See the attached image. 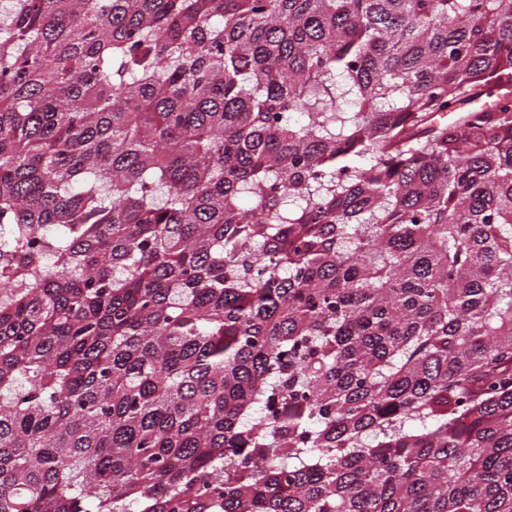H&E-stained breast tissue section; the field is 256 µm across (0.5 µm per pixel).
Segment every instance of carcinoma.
I'll list each match as a JSON object with an SVG mask.
<instances>
[{
    "label": "carcinoma",
    "mask_w": 512,
    "mask_h": 512,
    "mask_svg": "<svg viewBox=\"0 0 512 512\" xmlns=\"http://www.w3.org/2000/svg\"><path fill=\"white\" fill-rule=\"evenodd\" d=\"M0 512H512V0H0Z\"/></svg>",
    "instance_id": "1"
}]
</instances>
